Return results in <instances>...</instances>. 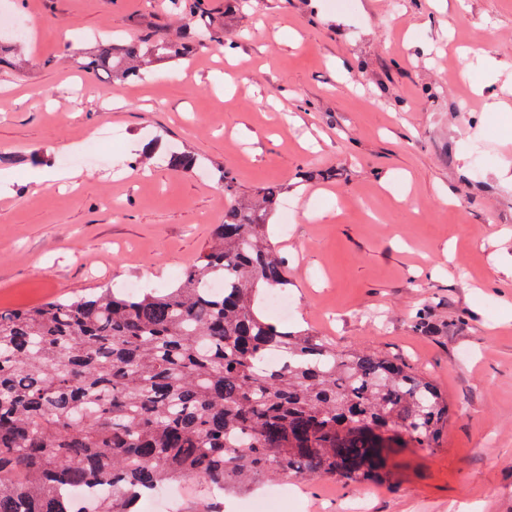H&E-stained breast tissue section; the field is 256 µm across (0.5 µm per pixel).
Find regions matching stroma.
I'll return each mask as SVG.
<instances>
[{
	"label": "stroma",
	"instance_id": "stroma-1",
	"mask_svg": "<svg viewBox=\"0 0 512 512\" xmlns=\"http://www.w3.org/2000/svg\"><path fill=\"white\" fill-rule=\"evenodd\" d=\"M27 39L0 66V310L97 288L171 287L210 243L227 200L283 185L270 239L288 266L291 326L405 359L448 398L433 450L405 448L396 480L362 492L329 477L291 484L292 512H512V0H204L226 48L164 61L135 82L80 70L97 35L170 39L171 0H0ZM495 61L469 68L470 50ZM111 163L60 169L88 135ZM158 140L149 169L139 149ZM199 155L209 176L168 166ZM324 218L303 217L306 204ZM425 310L429 328L413 326ZM263 482L215 495L171 490L162 512H243Z\"/></svg>",
	"mask_w": 512,
	"mask_h": 512
}]
</instances>
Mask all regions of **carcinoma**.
<instances>
[{"mask_svg": "<svg viewBox=\"0 0 512 512\" xmlns=\"http://www.w3.org/2000/svg\"><path fill=\"white\" fill-rule=\"evenodd\" d=\"M178 41L98 38L80 67L127 81L189 60L224 31L198 12ZM183 172L203 167L170 153ZM224 223L173 287L51 298L0 310V512H86L72 487H108L93 512H137L142 493L268 478L389 481L398 448H435L448 416L436 385L400 358L339 349L263 313L288 284L269 242L281 187L239 191L219 171ZM221 280V293L205 285Z\"/></svg>", "mask_w": 512, "mask_h": 512, "instance_id": "obj_1", "label": "carcinoma"}]
</instances>
